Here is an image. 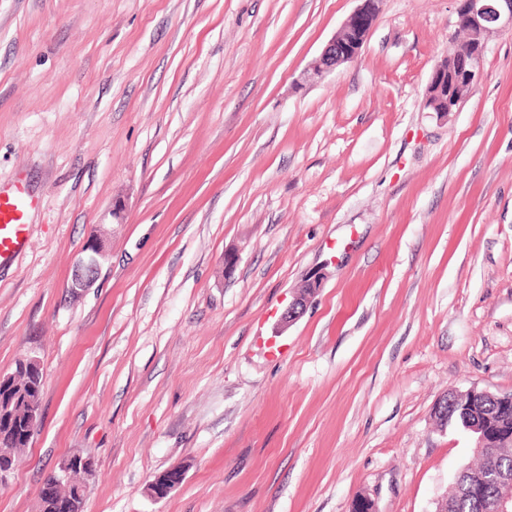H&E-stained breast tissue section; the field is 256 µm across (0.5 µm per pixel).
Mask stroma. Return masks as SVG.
<instances>
[{
  "label": "stroma",
  "mask_w": 512,
  "mask_h": 512,
  "mask_svg": "<svg viewBox=\"0 0 512 512\" xmlns=\"http://www.w3.org/2000/svg\"><path fill=\"white\" fill-rule=\"evenodd\" d=\"M358 5L0 0V186L36 201L0 373L43 372L0 512H39L71 453L97 464L84 512H434L473 462L433 408L512 393V32L431 112L456 0H382L359 56L297 88ZM84 253L72 269L70 284L72 290L83 291L92 288L108 256L104 242L100 238L92 239L85 247ZM183 468H169L160 473L151 484V493L157 498H164L173 488L183 480Z\"/></svg>",
  "instance_id": "obj_1"
}]
</instances>
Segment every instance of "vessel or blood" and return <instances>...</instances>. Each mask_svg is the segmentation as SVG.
Masks as SVG:
<instances>
[{"label": "vessel or blood", "instance_id": "obj_1", "mask_svg": "<svg viewBox=\"0 0 512 512\" xmlns=\"http://www.w3.org/2000/svg\"><path fill=\"white\" fill-rule=\"evenodd\" d=\"M34 203L24 187L0 188V264L13 261L30 243L28 213Z\"/></svg>", "mask_w": 512, "mask_h": 512}]
</instances>
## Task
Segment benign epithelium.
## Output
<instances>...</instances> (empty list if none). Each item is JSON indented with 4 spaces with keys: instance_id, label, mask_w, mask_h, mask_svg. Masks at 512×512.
Instances as JSON below:
<instances>
[{
    "instance_id": "benign-epithelium-1",
    "label": "benign epithelium",
    "mask_w": 512,
    "mask_h": 512,
    "mask_svg": "<svg viewBox=\"0 0 512 512\" xmlns=\"http://www.w3.org/2000/svg\"><path fill=\"white\" fill-rule=\"evenodd\" d=\"M380 0H360V6L345 20L340 32L329 40L321 54L304 70L298 84L310 85L323 81L342 64L355 60L379 15ZM456 26L464 30L466 38L457 46L452 60L441 61L434 69L427 86L424 107L431 112H452L476 91L480 79L486 38L501 31L512 32V0H459ZM107 259L104 242L92 239L72 269L70 288L85 290L93 287ZM307 298L296 296L282 314L284 325L299 319L306 308ZM469 403L477 398L494 401L506 406L512 404V393L495 394L487 390L470 388L466 391L452 390L441 398L434 408V415L448 421L446 399ZM476 434L475 447L493 448L502 442L512 441V432L498 428L492 421L477 422L468 426ZM79 455L66 456L49 474V484H61L71 477L73 462ZM81 459V458H79ZM86 480L77 486V493H86L89 480L95 474L94 458L84 457ZM184 469L169 468L160 473L151 484V493L157 498L165 497L183 480Z\"/></svg>"
}]
</instances>
